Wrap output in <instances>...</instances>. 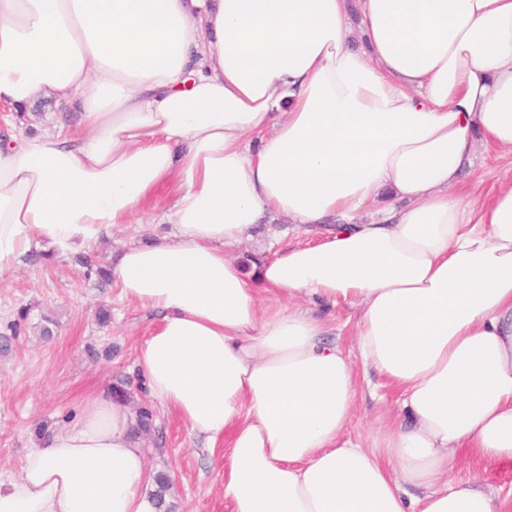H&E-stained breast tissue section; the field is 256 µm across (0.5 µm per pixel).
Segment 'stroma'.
I'll return each instance as SVG.
<instances>
[{"label":"stroma","mask_w":512,"mask_h":512,"mask_svg":"<svg viewBox=\"0 0 512 512\" xmlns=\"http://www.w3.org/2000/svg\"><path fill=\"white\" fill-rule=\"evenodd\" d=\"M168 224H126L91 253L112 260L130 243L170 235ZM156 314L122 300L115 282L87 274L75 254L39 256L0 276V469L19 473L29 448L44 443L99 390L124 389L133 407L150 406L141 439L151 469L167 472L174 512H230L224 500V448L207 447L184 422L150 401L136 367V348ZM359 397L346 433L371 446L381 421L398 409L397 395L374 370L359 371ZM480 475L512 498V462L467 461L454 478Z\"/></svg>","instance_id":"obj_1"}]
</instances>
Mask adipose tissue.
Returning a JSON list of instances; mask_svg holds the SVG:
<instances>
[{"instance_id": "adipose-tissue-1", "label": "adipose tissue", "mask_w": 512, "mask_h": 512, "mask_svg": "<svg viewBox=\"0 0 512 512\" xmlns=\"http://www.w3.org/2000/svg\"><path fill=\"white\" fill-rule=\"evenodd\" d=\"M48 96L81 128L0 136V275L172 225L112 274L161 314L149 395L229 439L232 512H506L451 473L512 462V179L460 184L476 151L512 157V0H0V103ZM281 216L316 243L229 256ZM341 304L401 401L368 448L345 434L360 364L324 341ZM155 480L101 391L0 475V512H159Z\"/></svg>"}]
</instances>
